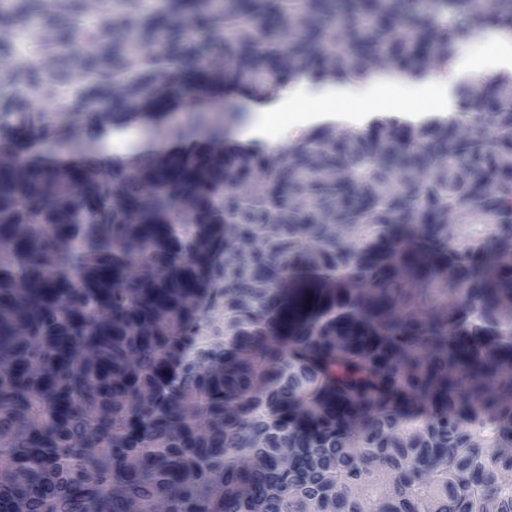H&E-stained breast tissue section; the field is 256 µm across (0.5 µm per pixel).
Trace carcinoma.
Wrapping results in <instances>:
<instances>
[{"label":"carcinoma","instance_id":"carcinoma-1","mask_svg":"<svg viewBox=\"0 0 512 512\" xmlns=\"http://www.w3.org/2000/svg\"><path fill=\"white\" fill-rule=\"evenodd\" d=\"M488 30L512 0H0V512H512ZM448 74L446 116L268 150L210 106ZM510 44L511 42L505 41L494 31H485L474 36L466 45L461 49L458 61L457 71L460 74L481 73L486 70L477 71L475 68L466 65V61L474 56L489 57L496 53L499 44ZM103 138L108 141L111 146L106 153L107 145L102 141V150L110 159H112V156H126L130 153L142 150L147 146L146 144L135 141L127 130L112 131V129H110L103 135Z\"/></svg>","mask_w":512,"mask_h":512}]
</instances>
